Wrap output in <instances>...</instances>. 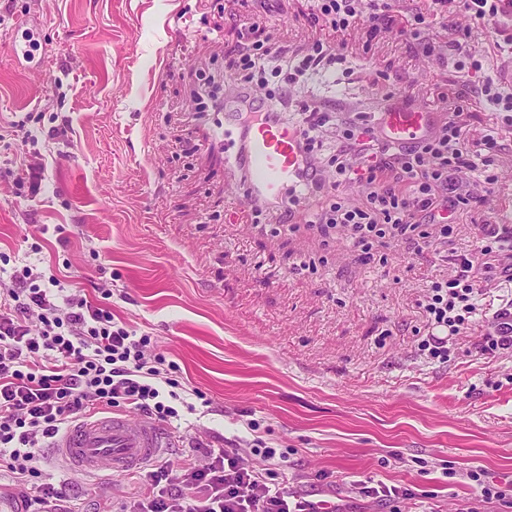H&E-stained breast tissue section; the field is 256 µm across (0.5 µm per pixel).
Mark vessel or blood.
Here are the masks:
<instances>
[{
	"instance_id": "obj_1",
	"label": "vessel or blood",
	"mask_w": 512,
	"mask_h": 512,
	"mask_svg": "<svg viewBox=\"0 0 512 512\" xmlns=\"http://www.w3.org/2000/svg\"><path fill=\"white\" fill-rule=\"evenodd\" d=\"M245 101L261 112V119H244L241 104ZM219 109L225 131L234 136L228 185L241 190L252 208L274 212L286 202L302 208L313 178L299 128L284 125L267 96L252 87L240 95L225 94ZM439 123L435 113L402 92L381 106L372 134L383 147L408 145L429 138ZM166 445L167 436L157 424L127 416L78 422L52 443L71 469L95 476L139 467Z\"/></svg>"
}]
</instances>
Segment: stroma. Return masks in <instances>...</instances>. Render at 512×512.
Here are the masks:
<instances>
[{
  "instance_id": "obj_1",
  "label": "stroma",
  "mask_w": 512,
  "mask_h": 512,
  "mask_svg": "<svg viewBox=\"0 0 512 512\" xmlns=\"http://www.w3.org/2000/svg\"><path fill=\"white\" fill-rule=\"evenodd\" d=\"M311 0H0V289L29 266L42 286L104 303L175 362L189 410L169 425L160 458L195 446L236 448L265 476L342 512H389L359 482L405 486L399 512H455L475 497L469 474L512 485V352L481 353L485 322L512 299L502 262L486 274L476 321L448 361L420 357V304L431 281L485 227L512 232V126L476 105L477 78L426 57L470 27L476 55L495 49L467 13L432 0H394L387 23L343 39L344 59L288 83L327 38ZM423 14L420 33L410 31ZM37 32L40 64L12 56ZM272 50L257 80L277 101L320 106L321 157L340 124L372 120L389 94L410 90L443 117L460 113L470 140L501 149L487 204L461 212L453 242L416 249L385 238L362 253L327 224L247 209L228 224L230 142L215 138L246 40ZM40 167L38 179L23 167ZM256 429H249V422ZM262 440L277 455L253 454ZM40 481L65 488L80 512H119L135 472L111 479L70 470L45 448Z\"/></svg>"
}]
</instances>
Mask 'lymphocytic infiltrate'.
<instances>
[{
    "label": "lymphocytic infiltrate",
    "mask_w": 512,
    "mask_h": 512,
    "mask_svg": "<svg viewBox=\"0 0 512 512\" xmlns=\"http://www.w3.org/2000/svg\"><path fill=\"white\" fill-rule=\"evenodd\" d=\"M388 8L387 0H314L317 18L339 36L383 21ZM496 149L493 136L470 142L451 120L429 139L391 153L374 144L359 119L346 120L325 165L337 184L365 186L367 203L353 206L339 194L310 221L344 227L365 252L388 236L426 246L450 242L471 196L449 195L448 179L478 171ZM503 252L498 234H488L458 255L453 275L429 285L422 303L428 332L418 343L427 360L447 361L449 342L471 328L484 294L482 273ZM150 348V336L116 321L106 307L40 287L34 275L0 294V467L12 473L25 508L75 512L62 489L31 484L45 442L69 423L101 407L133 409L158 423L179 418L180 382ZM201 455L176 469L159 460L146 464L143 490L122 512H329L260 481L237 449L205 448Z\"/></svg>",
    "instance_id": "f902f5d3"
}]
</instances>
